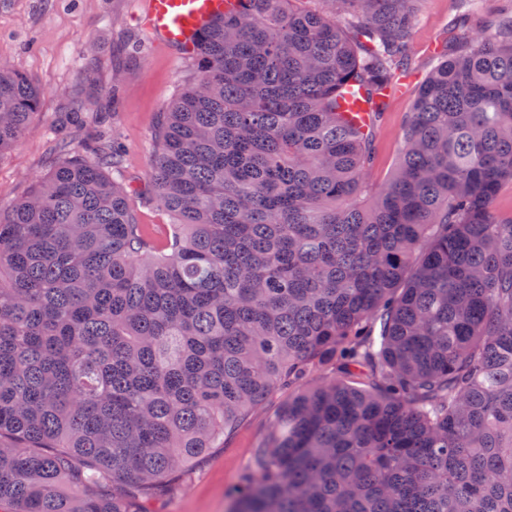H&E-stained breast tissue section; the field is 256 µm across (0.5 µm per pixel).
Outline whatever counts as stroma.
Returning <instances> with one entry per match:
<instances>
[{"label":"stroma","mask_w":512,"mask_h":512,"mask_svg":"<svg viewBox=\"0 0 512 512\" xmlns=\"http://www.w3.org/2000/svg\"><path fill=\"white\" fill-rule=\"evenodd\" d=\"M146 0H7L0 6V63L41 89L30 132L0 156V206L26 196L54 165L60 142L81 146L86 126L104 121L124 150L123 182L143 224L171 218L149 189L152 141L169 103L190 83L195 63L179 50L155 52L140 24ZM407 64L414 84L386 101L374 132L371 183L396 166L415 85L436 63L433 49L460 12L458 0H414ZM282 397L257 408L225 448L213 449L180 476L160 512H227L226 492L252 467Z\"/></svg>","instance_id":"stroma-1"}]
</instances>
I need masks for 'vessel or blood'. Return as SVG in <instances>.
<instances>
[{"label": "vessel or blood", "mask_w": 512, "mask_h": 512, "mask_svg": "<svg viewBox=\"0 0 512 512\" xmlns=\"http://www.w3.org/2000/svg\"><path fill=\"white\" fill-rule=\"evenodd\" d=\"M233 5L234 0H147L141 23L156 48L190 50L198 33Z\"/></svg>", "instance_id": "1"}]
</instances>
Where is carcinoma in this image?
<instances>
[{
	"instance_id": "obj_1",
	"label": "carcinoma",
	"mask_w": 512,
	"mask_h": 512,
	"mask_svg": "<svg viewBox=\"0 0 512 512\" xmlns=\"http://www.w3.org/2000/svg\"><path fill=\"white\" fill-rule=\"evenodd\" d=\"M294 2L199 36L153 144L162 236L116 145H63L0 209L9 512H150L283 389L231 512H512V16L476 47L466 16L448 30L374 188L413 0ZM40 103L0 64V155Z\"/></svg>"
}]
</instances>
